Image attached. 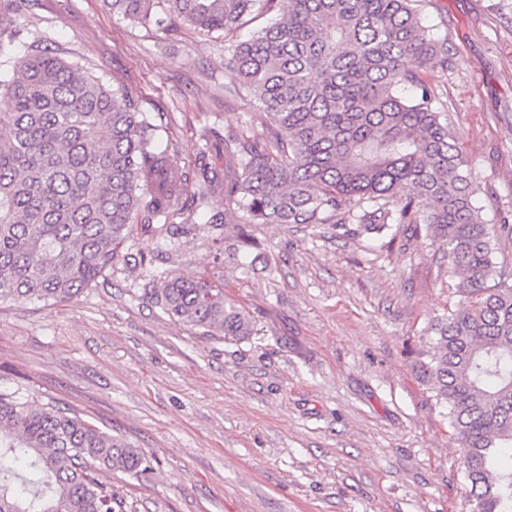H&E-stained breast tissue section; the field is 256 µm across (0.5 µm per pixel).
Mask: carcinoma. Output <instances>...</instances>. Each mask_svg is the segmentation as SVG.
<instances>
[{"mask_svg": "<svg viewBox=\"0 0 512 512\" xmlns=\"http://www.w3.org/2000/svg\"><path fill=\"white\" fill-rule=\"evenodd\" d=\"M104 0L143 25L224 36L228 90L253 103L266 133L224 130L225 165L199 157L201 199L220 192L209 223L334 224L387 245L423 228L459 278L454 309L433 318L417 369L458 442L469 512H512V284L496 274L493 232L472 202L464 160L424 69L448 36L422 23V0ZM270 20L247 38L231 31ZM11 58L0 33V303L70 300L112 269L141 225L182 209L190 174L160 126L127 94L33 41ZM255 242L239 229L228 251ZM144 295L170 318L219 337L252 335L247 314L208 277L167 275ZM151 470L140 448L21 386L0 389V512H123L101 476Z\"/></svg>", "mask_w": 512, "mask_h": 512, "instance_id": "carcinoma-1", "label": "carcinoma"}]
</instances>
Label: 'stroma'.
Returning <instances> with one entry per match:
<instances>
[{
	"label": "stroma",
	"mask_w": 512,
	"mask_h": 512,
	"mask_svg": "<svg viewBox=\"0 0 512 512\" xmlns=\"http://www.w3.org/2000/svg\"><path fill=\"white\" fill-rule=\"evenodd\" d=\"M445 24L437 85L494 225L493 261L512 283V0H424ZM15 55L33 39L159 115L163 141L192 171L204 128L250 127L232 95L224 44L183 25L145 27L103 0H22L0 16ZM192 230L169 246L135 232L106 276L71 300L0 303V386L24 385L144 449L151 470L106 480L133 512H468L458 445L416 363L430 320L454 307L458 280L426 233L389 247L332 224H249L261 248L218 250L188 182ZM147 254L134 265L126 254ZM218 277L248 313L242 340L176 322L144 297L170 274Z\"/></svg>",
	"instance_id": "obj_1"
}]
</instances>
